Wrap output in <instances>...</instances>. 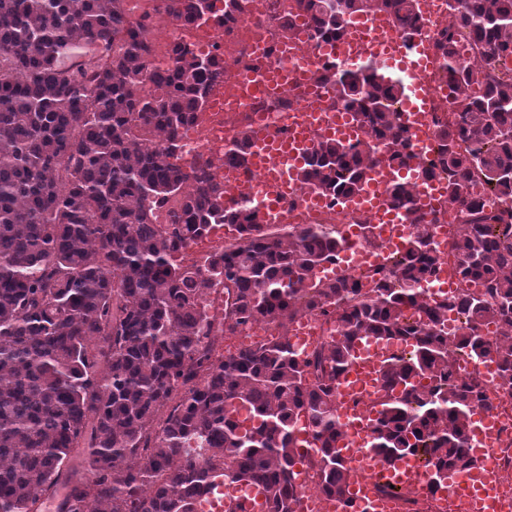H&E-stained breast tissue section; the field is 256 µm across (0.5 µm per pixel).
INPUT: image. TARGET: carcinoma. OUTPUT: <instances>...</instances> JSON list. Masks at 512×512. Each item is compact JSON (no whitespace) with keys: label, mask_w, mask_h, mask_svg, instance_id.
Returning <instances> with one entry per match:
<instances>
[{"label":"carcinoma","mask_w":512,"mask_h":512,"mask_svg":"<svg viewBox=\"0 0 512 512\" xmlns=\"http://www.w3.org/2000/svg\"><path fill=\"white\" fill-rule=\"evenodd\" d=\"M317 37L336 41L355 13L389 11L417 27L416 0H296ZM156 15L188 25L219 17L229 28L243 0H153ZM436 42L448 73V121L438 130L447 194L459 224L448 252L462 282L453 300H427L419 282L440 265L413 186L391 184V206L416 231L393 269L363 296L348 279L320 282L345 238L324 226L278 233L227 200L197 155L185 170L183 129L224 64L174 40L156 62L151 14L126 0H0V512H196L221 475L261 488L267 512H297L296 427L312 429L317 487L343 503L348 473L336 444L343 424L336 382L362 336L411 340L380 375L371 447L389 465L424 461L435 485L470 469L471 413L484 394L457 382L451 349L497 359L512 390V0H448ZM469 48L476 60L460 58ZM334 103L369 120L385 154L320 139L303 187L340 202L383 161L411 159L389 100L404 87L374 66L319 76ZM474 86L482 92L471 93ZM483 181L501 202L463 197ZM172 205L168 223L156 212ZM213 224L237 236L202 267L174 257ZM224 290L216 328L202 307ZM463 318L448 341V310ZM336 317L338 334L308 356L290 341L300 315ZM274 327L256 348L217 355L212 333L249 322ZM492 323L496 336L480 334ZM434 383L426 393L416 380ZM82 449L83 467L69 466Z\"/></svg>","instance_id":"obj_1"}]
</instances>
